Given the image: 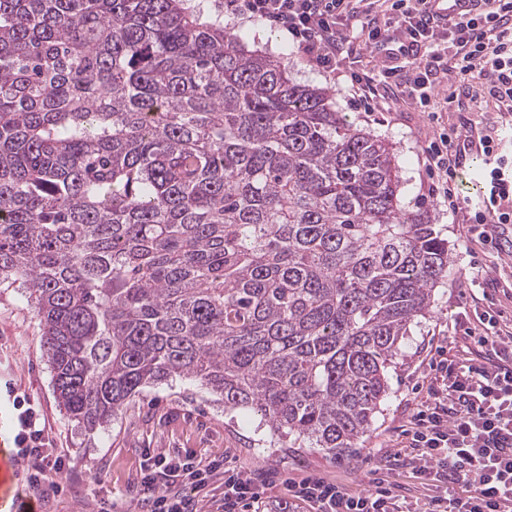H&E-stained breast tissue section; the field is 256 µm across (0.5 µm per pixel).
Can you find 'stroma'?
Returning <instances> with one entry per match:
<instances>
[{"label": "stroma", "instance_id": "obj_1", "mask_svg": "<svg viewBox=\"0 0 512 512\" xmlns=\"http://www.w3.org/2000/svg\"><path fill=\"white\" fill-rule=\"evenodd\" d=\"M227 32H246L249 47L273 56H287L292 79L301 84L328 89L336 111L371 134L393 144L402 180L401 195L412 210L430 215L436 231L451 245V274L432 293V308L400 343L401 354L389 367V395L366 436L350 452L328 454L320 448H273L270 427L253 411L228 412L223 402L191 379H176L144 388L137 401L117 411L103 429L86 432L61 410L52 383V373L41 349V325L34 304L21 289L0 282V382H10L18 396L34 404L52 429L55 446L73 458L75 465L61 476L67 496L43 503V512H100L115 506L116 512H140V466L146 453L193 451L211 460L229 462L245 471L263 472L268 486L250 512H310L306 505L291 502L281 510L288 479L320 476L359 492L369 486V477L380 456L400 450L416 408L425 400L433 380L429 364L436 346H444L449 359H471L477 349L471 340H454L455 322L475 321L478 312L491 308L503 324L512 327V298L503 292L471 297L466 277L471 266L495 265L492 254L469 239L467 225L444 203L428 196V174L423 149L433 126L446 127L464 120L489 123L500 115L493 103L475 98L466 111L439 108L437 122L426 113L397 104L392 112L366 113L351 102L346 83L329 80L304 62L287 35L259 18H225ZM104 475L89 483L87 468Z\"/></svg>", "mask_w": 512, "mask_h": 512}]
</instances>
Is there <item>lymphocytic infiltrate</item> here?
I'll list each match as a JSON object with an SVG mask.
<instances>
[{"label":"lymphocytic infiltrate","mask_w":512,"mask_h":512,"mask_svg":"<svg viewBox=\"0 0 512 512\" xmlns=\"http://www.w3.org/2000/svg\"><path fill=\"white\" fill-rule=\"evenodd\" d=\"M226 16L258 17L285 31L303 58L329 79H347L352 100L376 111L382 100L429 109L481 87L486 98L512 112V0H472L456 18L439 14L435 0H220ZM478 144L483 171L477 195L461 196L460 173ZM428 193L443 199L481 244L498 248L500 227L512 223V139L501 126L471 122L429 139ZM481 354L470 362L441 356L426 400L410 419L408 445L385 453L384 475L358 494L320 477L289 485L312 512H413L385 474L398 467L421 484L440 488L420 512H512V330L491 314L465 328ZM15 416L13 442L26 466L29 489L40 499L64 493L60 455L39 412L6 387ZM216 463L194 453H157L140 469L142 512H199L200 493ZM190 487L187 495L177 494ZM264 485L235 469L224 472L222 512H248Z\"/></svg>","instance_id":"f902f5d3"}]
</instances>
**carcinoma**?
I'll return each mask as SVG.
<instances>
[{
	"instance_id": "cac0c4a2",
	"label": "carcinoma",
	"mask_w": 512,
	"mask_h": 512,
	"mask_svg": "<svg viewBox=\"0 0 512 512\" xmlns=\"http://www.w3.org/2000/svg\"><path fill=\"white\" fill-rule=\"evenodd\" d=\"M184 0H0V278L84 430L193 378L354 448L448 240L392 147Z\"/></svg>"
}]
</instances>
